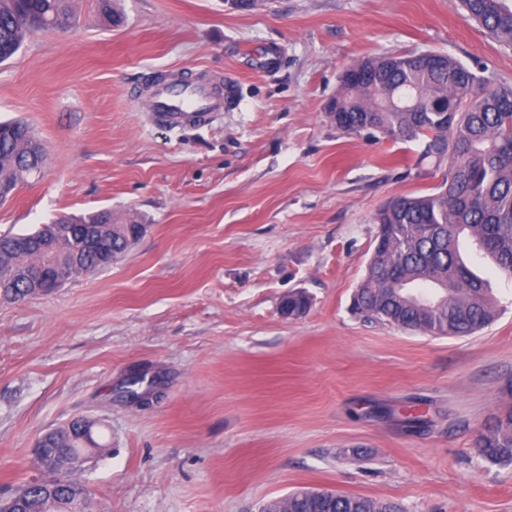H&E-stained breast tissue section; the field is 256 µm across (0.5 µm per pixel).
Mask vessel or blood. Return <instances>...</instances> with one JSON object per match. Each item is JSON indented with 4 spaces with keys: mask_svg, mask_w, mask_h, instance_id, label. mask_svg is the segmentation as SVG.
Segmentation results:
<instances>
[{
    "mask_svg": "<svg viewBox=\"0 0 512 512\" xmlns=\"http://www.w3.org/2000/svg\"><path fill=\"white\" fill-rule=\"evenodd\" d=\"M152 108L168 124L205 118L211 107L208 87L185 77L156 86L152 91Z\"/></svg>",
    "mask_w": 512,
    "mask_h": 512,
    "instance_id": "1",
    "label": "vessel or blood"
}]
</instances>
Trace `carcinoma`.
<instances>
[{"mask_svg":"<svg viewBox=\"0 0 512 512\" xmlns=\"http://www.w3.org/2000/svg\"><path fill=\"white\" fill-rule=\"evenodd\" d=\"M466 18L512 47V0H462ZM73 0H0V63L11 60L35 29L70 30ZM341 80L326 119L347 134L381 135L395 143L425 140L422 158L445 167L436 192L400 196L377 214L378 242L353 298L368 321L431 336H466L492 322L495 307L484 280L471 269L462 242L512 276V86L497 85L446 55L432 62L411 51L365 58ZM448 104L446 114L440 105ZM20 120L0 122V187L13 189L43 164L45 147ZM101 238L98 247L72 236L69 224H45L31 233L0 235V283L16 299L50 293L59 270L66 278L101 271L126 252L137 220L111 224L94 213L83 219ZM308 310L305 294L288 295V315ZM80 419L55 431L57 448H81ZM479 456L512 464V406L479 440ZM291 512H403L392 502L322 492L297 500Z\"/></svg>","mask_w":512,"mask_h":512,"instance_id":"cac0c4a2","label":"carcinoma"}]
</instances>
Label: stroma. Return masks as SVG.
Instances as JSON below:
<instances>
[{"label":"stroma","instance_id":"obj_1","mask_svg":"<svg viewBox=\"0 0 512 512\" xmlns=\"http://www.w3.org/2000/svg\"><path fill=\"white\" fill-rule=\"evenodd\" d=\"M75 7L71 30L0 64V121L26 120L47 153L0 203V235L101 209L147 231L103 271L0 300V491L40 477L39 436L87 418L108 445L76 474L89 512H260L301 488L512 512V465L475 450L512 405V278L472 257L498 314L468 336L355 315L379 209L443 174L424 141L324 118L355 60L437 51L512 85V48L460 0H121L114 27ZM186 74L232 97L172 127L148 86ZM295 291L310 308L283 317Z\"/></svg>","mask_w":512,"mask_h":512}]
</instances>
